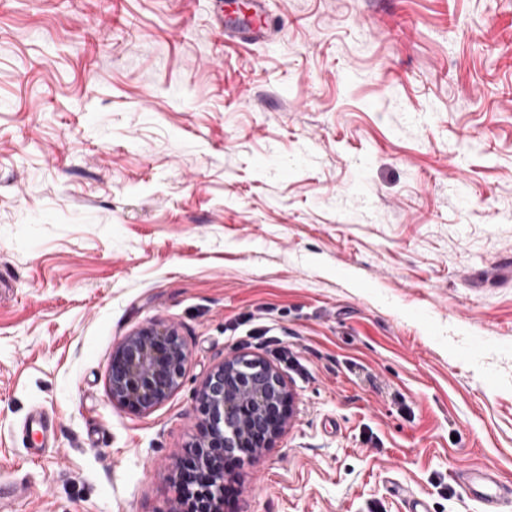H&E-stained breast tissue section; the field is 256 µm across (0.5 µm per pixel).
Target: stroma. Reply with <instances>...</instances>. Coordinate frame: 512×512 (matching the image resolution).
Segmentation results:
<instances>
[{
    "label": "stroma",
    "instance_id": "1",
    "mask_svg": "<svg viewBox=\"0 0 512 512\" xmlns=\"http://www.w3.org/2000/svg\"><path fill=\"white\" fill-rule=\"evenodd\" d=\"M0 0V512H167L197 394L282 373L224 512H483L512 484V0ZM175 324L182 385L112 404ZM48 421L31 448L32 418ZM267 0L245 1V13H242L243 23H228L224 25V2L214 0V17L217 24L224 26L225 37L237 43H249L269 37L272 27L269 24ZM186 353L177 328L155 322L119 342L108 371L112 403L147 413L164 403L185 376ZM465 486L471 497L486 505V512L512 510V488L504 485L495 471L475 469L466 476Z\"/></svg>",
    "mask_w": 512,
    "mask_h": 512
}]
</instances>
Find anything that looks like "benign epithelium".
Here are the masks:
<instances>
[{"label":"benign epithelium","mask_w":512,"mask_h":512,"mask_svg":"<svg viewBox=\"0 0 512 512\" xmlns=\"http://www.w3.org/2000/svg\"><path fill=\"white\" fill-rule=\"evenodd\" d=\"M186 353L177 328L155 322L119 342L108 371L112 402L137 413L164 403L185 376ZM281 372L253 355H236L208 374L197 397L202 431L179 473L170 512H220L224 461L258 456L272 447L292 413Z\"/></svg>","instance_id":"1"}]
</instances>
